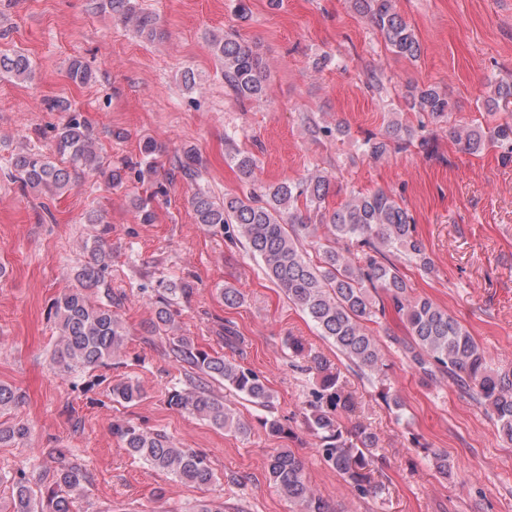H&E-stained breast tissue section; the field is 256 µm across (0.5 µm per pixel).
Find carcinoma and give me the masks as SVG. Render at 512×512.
I'll use <instances>...</instances> for the list:
<instances>
[{
    "label": "carcinoma",
    "instance_id": "obj_1",
    "mask_svg": "<svg viewBox=\"0 0 512 512\" xmlns=\"http://www.w3.org/2000/svg\"><path fill=\"white\" fill-rule=\"evenodd\" d=\"M351 4L394 53L412 60L421 55L414 29L395 10L393 0H351ZM99 8L109 10L115 19L149 42L164 38L158 18L141 10L137 0H100ZM210 45L223 64L224 87L231 96L242 103L265 97L266 66L252 45L232 35L214 36ZM34 74L35 64L28 55L0 52V77L27 82ZM67 75L75 85L92 79L91 71L78 58L69 61ZM402 98L408 109L434 123L448 117L455 108L432 85H408ZM485 107L501 116L486 125L450 124L448 140L470 154L498 148L502 163H512V80L490 83ZM304 125L314 139L339 138L347 133L343 123L332 128L313 116L306 117ZM224 140L229 145L225 159L247 190L226 195L218 202L204 189L196 188L189 199L196 223L235 228L288 301L306 314L320 335L363 376L380 374L387 367L384 345L367 323L385 313L384 300H389L405 316L408 329V338L391 336L389 341L401 351L409 368L425 379L450 382L469 395L484 407L502 438L511 443L512 374L492 368L475 338L447 311L427 297L409 296L400 264L412 263L426 274L434 272V264L416 236L414 220L402 201L384 192L359 193L343 206L330 209L326 206L331 186L328 174L316 170L296 181L266 183L256 176V156L236 147L234 137L226 135ZM432 141L425 135V125L415 128L391 120L382 134L365 140V152L371 159L381 160L393 150L413 147L430 157ZM165 150L164 145L151 139L143 142L139 179L156 174L154 158ZM176 163L190 182L201 179L202 162L193 149L183 150ZM10 165L11 177L22 192L36 191L51 198L70 190L76 179L86 174L119 188L132 172L128 164H112L97 151L90 125L79 112L72 113L57 128L53 154L30 148L13 154ZM154 199L153 195L133 199L140 223H154ZM109 259L110 253L101 240H96L74 273L76 285L65 288L52 304L59 343L51 361L62 375L117 358L126 346L128 336L118 314L90 300L93 290L103 284ZM189 293L183 283L165 285L156 320L149 324L147 333L154 336L173 330L171 300ZM285 345L291 357L304 360L307 370L319 377L307 401L304 420L318 439L321 459L359 496L378 494L380 486L371 481L378 448L376 434L359 422L349 431L340 421L341 413L354 412L345 381L330 371L322 353L301 339L288 336ZM170 352L182 366L185 378V387L168 392L170 407L242 437L250 434V424L214 393L210 383L222 384L258 407L273 408V393L253 370L196 347L188 336L172 337ZM111 392L113 399L125 404H134L143 397L140 386L131 380L113 383ZM23 399L18 390L0 384V414ZM112 434L131 456L173 476L177 482L201 487L214 478L204 454L177 447L165 434L146 432L129 421L114 425ZM29 438L30 428L25 421L15 418L7 425L0 423L1 445H23ZM430 463L440 477L453 478L447 455L433 451ZM267 469L269 482L288 500L292 512H329L309 484L305 462L294 451H275ZM87 479L86 468L75 461L61 464L52 479L38 489L21 477L9 484L10 512H73V494L83 489Z\"/></svg>",
    "mask_w": 512,
    "mask_h": 512
}]
</instances>
